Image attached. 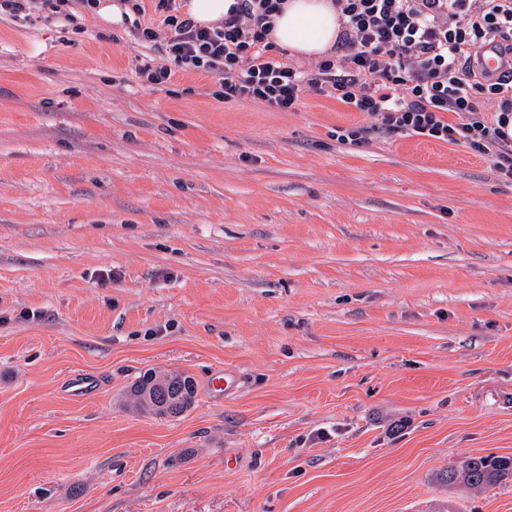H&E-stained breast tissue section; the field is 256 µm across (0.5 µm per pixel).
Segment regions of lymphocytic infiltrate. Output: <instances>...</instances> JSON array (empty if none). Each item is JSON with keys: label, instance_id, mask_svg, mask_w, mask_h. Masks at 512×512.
I'll return each mask as SVG.
<instances>
[{"label": "lymphocytic infiltrate", "instance_id": "f902f5d3", "mask_svg": "<svg viewBox=\"0 0 512 512\" xmlns=\"http://www.w3.org/2000/svg\"><path fill=\"white\" fill-rule=\"evenodd\" d=\"M133 32L156 44L161 60L144 66L160 85L179 72L219 80L218 98L249 100L278 112L297 108L305 91L336 99L368 124L339 130L359 144L370 135L422 137L491 157L512 180V0H332L340 32L331 55L296 65L269 38L284 0H234L223 22L197 26L181 0H125ZM159 15V36L141 24ZM504 60L498 76L478 66L486 49Z\"/></svg>", "mask_w": 512, "mask_h": 512}]
</instances>
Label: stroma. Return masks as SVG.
I'll list each match as a JSON object with an SVG mask.
<instances>
[{"instance_id": "35a3bbf8", "label": "stroma", "mask_w": 512, "mask_h": 512, "mask_svg": "<svg viewBox=\"0 0 512 512\" xmlns=\"http://www.w3.org/2000/svg\"><path fill=\"white\" fill-rule=\"evenodd\" d=\"M156 56L0 15V512H512L440 479L512 456V182ZM151 370L190 409L137 410ZM194 398L195 388L190 377L166 375L164 385L158 391L161 407L148 412L174 417L185 412L194 402Z\"/></svg>"}]
</instances>
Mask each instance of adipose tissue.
<instances>
[{
	"mask_svg": "<svg viewBox=\"0 0 512 512\" xmlns=\"http://www.w3.org/2000/svg\"><path fill=\"white\" fill-rule=\"evenodd\" d=\"M338 32L330 0H286L273 22L271 37L293 55L317 60L330 53Z\"/></svg>",
	"mask_w": 512,
	"mask_h": 512,
	"instance_id": "ef3b65f1",
	"label": "adipose tissue"
}]
</instances>
